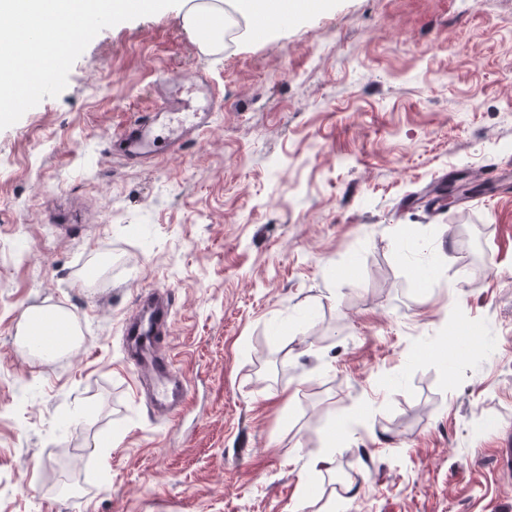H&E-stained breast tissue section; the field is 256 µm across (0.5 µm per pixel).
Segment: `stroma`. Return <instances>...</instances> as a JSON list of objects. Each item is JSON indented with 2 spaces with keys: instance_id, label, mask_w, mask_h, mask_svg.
<instances>
[{
  "instance_id": "1",
  "label": "stroma",
  "mask_w": 512,
  "mask_h": 512,
  "mask_svg": "<svg viewBox=\"0 0 512 512\" xmlns=\"http://www.w3.org/2000/svg\"><path fill=\"white\" fill-rule=\"evenodd\" d=\"M183 15L103 29L0 130V512H512V0H313L210 51ZM199 70L201 137L114 156ZM150 286L179 416L124 353ZM40 307L78 341L25 358ZM48 323H53L62 327V334L58 338V342L54 345L58 351L66 350L68 347L73 346L76 342V336H78L76 329L68 324L67 317L58 310L48 309H35L33 310L27 319L26 331L27 335L37 336L36 330L42 328ZM39 338V336H37Z\"/></svg>"
}]
</instances>
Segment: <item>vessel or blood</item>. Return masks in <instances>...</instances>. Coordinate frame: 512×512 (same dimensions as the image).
<instances>
[{
	"instance_id": "1",
	"label": "vessel or blood",
	"mask_w": 512,
	"mask_h": 512,
	"mask_svg": "<svg viewBox=\"0 0 512 512\" xmlns=\"http://www.w3.org/2000/svg\"><path fill=\"white\" fill-rule=\"evenodd\" d=\"M215 99L205 78L187 83L172 79L153 111L128 124L115 138L120 156L131 164L153 162L158 148L180 152L207 128ZM172 303L164 290L145 289L136 310L122 323V336L138 378L154 384V404L182 411L189 391L172 372L166 339L171 326Z\"/></svg>"
}]
</instances>
